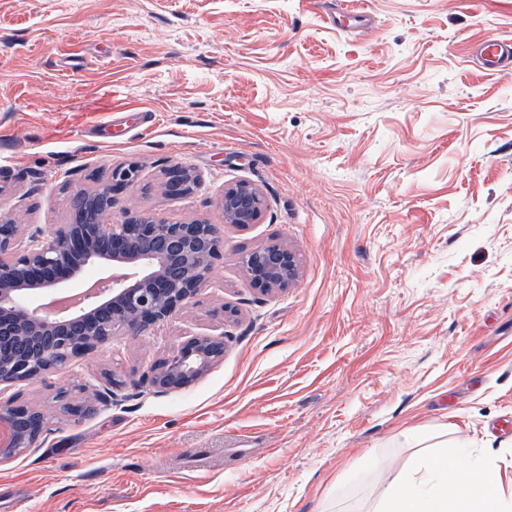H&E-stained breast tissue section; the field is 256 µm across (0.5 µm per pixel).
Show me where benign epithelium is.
Instances as JSON below:
<instances>
[{
  "mask_svg": "<svg viewBox=\"0 0 512 512\" xmlns=\"http://www.w3.org/2000/svg\"><path fill=\"white\" fill-rule=\"evenodd\" d=\"M134 164L112 170V183L130 186ZM198 176L180 162L165 172L161 190L169 198L194 192ZM91 204L103 203L96 224L87 228L62 224L52 234L27 236L18 224H0V387L33 380L44 372L112 343L117 336H142L196 304L221 258L224 227L246 229L258 223L265 206L261 190L239 182L224 188L217 205L224 223L174 221L155 213H134L119 224L112 212V187H91L78 193ZM267 255L258 248L242 258L244 275L256 290L271 294L288 288L300 270L297 254L286 243ZM115 262L116 270L90 285L80 301L56 304L38 279L57 286L82 275L90 264ZM224 335L195 334L167 351L150 367L146 381L158 393L180 390L195 382L224 358ZM41 409L0 400V428L10 433L0 458L7 460L29 447L43 427Z\"/></svg>",
  "mask_w": 512,
  "mask_h": 512,
  "instance_id": "7a95c632",
  "label": "benign epithelium"
}]
</instances>
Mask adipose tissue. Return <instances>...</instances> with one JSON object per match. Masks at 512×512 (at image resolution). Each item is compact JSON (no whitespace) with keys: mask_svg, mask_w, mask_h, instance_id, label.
<instances>
[{"mask_svg":"<svg viewBox=\"0 0 512 512\" xmlns=\"http://www.w3.org/2000/svg\"><path fill=\"white\" fill-rule=\"evenodd\" d=\"M372 512H512V484L464 448L423 454L383 487Z\"/></svg>","mask_w":512,"mask_h":512,"instance_id":"adipose-tissue-1","label":"adipose tissue"}]
</instances>
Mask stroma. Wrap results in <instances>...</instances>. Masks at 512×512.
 I'll return each instance as SVG.
<instances>
[{"instance_id": "stroma-1", "label": "stroma", "mask_w": 512, "mask_h": 512, "mask_svg": "<svg viewBox=\"0 0 512 512\" xmlns=\"http://www.w3.org/2000/svg\"><path fill=\"white\" fill-rule=\"evenodd\" d=\"M357 2L370 31L340 0H0V221L53 233L91 185L115 222L266 199L199 303L20 386L47 424L0 512H369L380 462L444 444L512 478V72L471 55L512 39V0ZM174 162L189 197L157 189ZM274 240L300 275L264 296L241 257ZM191 334L223 361L145 387Z\"/></svg>"}]
</instances>
